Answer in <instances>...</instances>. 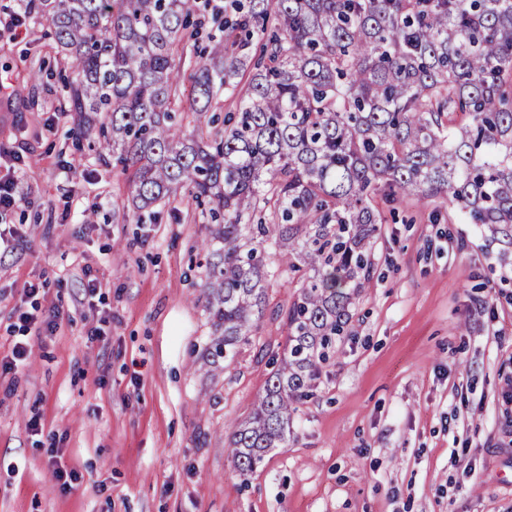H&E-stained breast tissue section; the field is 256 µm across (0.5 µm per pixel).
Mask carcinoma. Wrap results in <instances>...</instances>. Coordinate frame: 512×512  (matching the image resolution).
<instances>
[{"instance_id":"carcinoma-1","label":"carcinoma","mask_w":512,"mask_h":512,"mask_svg":"<svg viewBox=\"0 0 512 512\" xmlns=\"http://www.w3.org/2000/svg\"><path fill=\"white\" fill-rule=\"evenodd\" d=\"M224 40L190 83L197 0H26L74 74L78 131L105 113L99 156L130 173L136 223L187 192L209 206L202 294L209 355L250 342L279 266L308 276L285 312L287 342L250 416L234 425L243 474L288 446L297 404L369 283L375 198L442 197L454 217L512 239V0H230ZM265 54L251 62L253 36ZM256 72L245 85L240 76ZM240 91L222 133L209 112ZM194 116L190 133L183 121Z\"/></svg>"}]
</instances>
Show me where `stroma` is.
<instances>
[{
    "mask_svg": "<svg viewBox=\"0 0 512 512\" xmlns=\"http://www.w3.org/2000/svg\"><path fill=\"white\" fill-rule=\"evenodd\" d=\"M22 10L0 0V157L23 198L0 211V512H512V241L443 199L378 197L350 333L287 447L240 475L230 425L283 354L299 275L281 268L250 342L211 365L208 216L183 195L124 219L128 177L78 135L48 23L13 28ZM54 306V334L18 318Z\"/></svg>",
    "mask_w": 512,
    "mask_h": 512,
    "instance_id": "35a3bbf8",
    "label": "stroma"
}]
</instances>
